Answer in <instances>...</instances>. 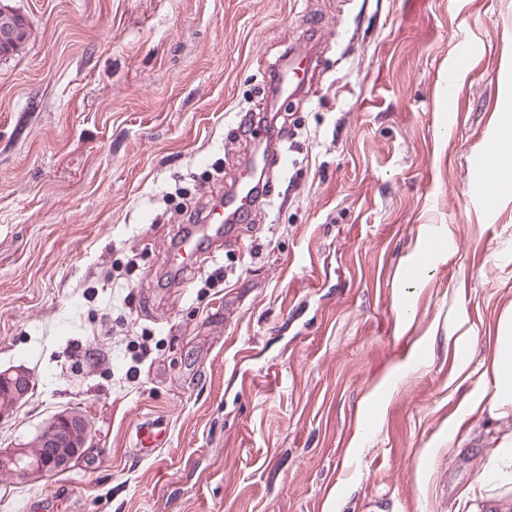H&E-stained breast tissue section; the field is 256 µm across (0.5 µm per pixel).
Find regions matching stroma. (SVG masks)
Returning <instances> with one entry per match:
<instances>
[{"label": "stroma", "instance_id": "1", "mask_svg": "<svg viewBox=\"0 0 512 512\" xmlns=\"http://www.w3.org/2000/svg\"><path fill=\"white\" fill-rule=\"evenodd\" d=\"M0 2L29 25L0 58V370L36 385L0 448L69 407L93 430L69 472L0 475V512H483L495 443L454 414L512 308V198L479 196L512 0ZM310 48L307 94L272 98ZM247 112L286 161L179 271L190 211L263 151ZM135 447L141 455L151 457L166 444V432L158 426L142 424L135 433Z\"/></svg>", "mask_w": 512, "mask_h": 512}]
</instances>
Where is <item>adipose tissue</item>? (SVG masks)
<instances>
[{
	"instance_id": "ef3b65f1",
	"label": "adipose tissue",
	"mask_w": 512,
	"mask_h": 512,
	"mask_svg": "<svg viewBox=\"0 0 512 512\" xmlns=\"http://www.w3.org/2000/svg\"><path fill=\"white\" fill-rule=\"evenodd\" d=\"M492 348L494 390L480 407L491 418L502 419L512 415V310L502 316ZM485 482L493 489L485 498L488 512H512V432L498 439L486 466Z\"/></svg>"
}]
</instances>
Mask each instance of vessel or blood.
I'll return each instance as SVG.
<instances>
[{"label":"vessel or blood","instance_id":"vessel-or-blood-1","mask_svg":"<svg viewBox=\"0 0 512 512\" xmlns=\"http://www.w3.org/2000/svg\"><path fill=\"white\" fill-rule=\"evenodd\" d=\"M315 61L316 57L312 54L299 60L289 59L279 71V87L296 95L303 93L312 78ZM257 204L255 179L251 171H242L232 188L225 193L223 204L211 211L207 223L197 225L180 238L171 253L173 265L182 269L190 267L206 240L221 236L225 229L234 224L248 221ZM166 441L165 431L154 425H141L135 433V446L146 457L154 455Z\"/></svg>","mask_w":512,"mask_h":512}]
</instances>
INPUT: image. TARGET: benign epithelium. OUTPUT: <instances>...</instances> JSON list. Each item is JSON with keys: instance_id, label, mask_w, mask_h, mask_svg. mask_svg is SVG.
<instances>
[{"instance_id": "1", "label": "benign epithelium", "mask_w": 512, "mask_h": 512, "mask_svg": "<svg viewBox=\"0 0 512 512\" xmlns=\"http://www.w3.org/2000/svg\"><path fill=\"white\" fill-rule=\"evenodd\" d=\"M25 18L11 8L0 5V51L11 52L19 41ZM34 390L30 372L22 367L0 370V421L14 416ZM91 441L90 428L82 415L70 410L54 414L35 438L40 453L30 451V444L19 443L0 448V469L23 478L35 477L46 470L70 471Z\"/></svg>"}]
</instances>
